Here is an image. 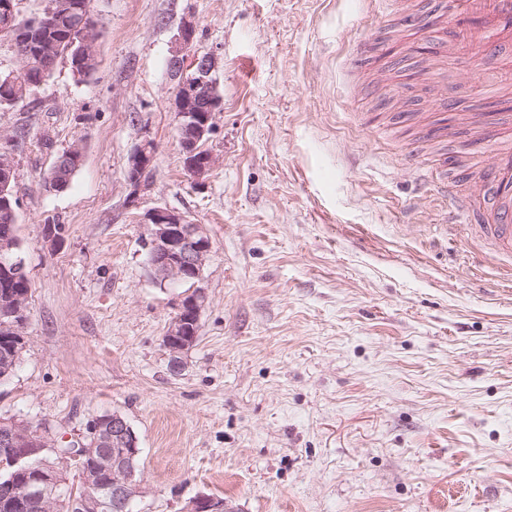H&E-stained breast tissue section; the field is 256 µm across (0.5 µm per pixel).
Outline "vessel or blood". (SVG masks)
<instances>
[{
	"mask_svg": "<svg viewBox=\"0 0 512 512\" xmlns=\"http://www.w3.org/2000/svg\"><path fill=\"white\" fill-rule=\"evenodd\" d=\"M446 24V36L438 44L436 56L446 61L449 54L468 55L482 50L495 68L512 77V0H448L446 13L437 15ZM483 186L492 191V202L482 215L478 234L484 242L483 256L495 260L512 256V149H500L486 173ZM437 193L448 201V224H455L471 207L470 198L461 196L453 180L437 175Z\"/></svg>",
	"mask_w": 512,
	"mask_h": 512,
	"instance_id": "obj_1",
	"label": "vessel or blood"
}]
</instances>
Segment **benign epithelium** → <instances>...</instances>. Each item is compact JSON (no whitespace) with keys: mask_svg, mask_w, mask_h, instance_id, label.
<instances>
[{"mask_svg":"<svg viewBox=\"0 0 512 512\" xmlns=\"http://www.w3.org/2000/svg\"><path fill=\"white\" fill-rule=\"evenodd\" d=\"M195 28L189 21L182 23L168 68L174 87V112L178 122L181 142L187 146L188 155L195 154L194 147L214 129L217 107L209 105L208 111L200 110L199 105L204 94L214 85L212 73L216 67L214 56L210 54L196 55L191 52ZM99 23L90 21L78 37L76 53L89 60L98 57L97 41ZM154 153L149 151L148 143L137 145L128 158V169L138 170L134 178L128 180L132 188L131 195H136L149 188L150 182L145 175L150 172ZM215 163L213 156L206 152L200 161L190 160L187 170L193 176H203ZM146 237L144 246L147 249L148 262L161 283L186 285L188 289L182 295L177 315L171 320L166 331L164 347L168 351L170 367L178 371L182 368L183 355L195 342L197 331L186 326L189 318L184 313L190 311L199 316L205 303V292L202 287L204 268L211 252V240L204 232L202 225L193 224L176 211L157 207L144 216ZM33 424L25 423V428L14 424L7 432L0 435V443L13 448L25 446L37 436L36 444L42 447L52 445L49 434L38 429L31 433ZM102 441L112 445V451H104L98 465L111 473V485L105 501H99L88 490L77 491V486H64L57 479L38 480L29 485L28 491L22 495L24 501H34L42 506L56 499L60 489L70 495L71 502L77 512H98L105 507L113 512H126L132 500L140 494V475L133 468V461L139 455L137 437L121 414L112 413L111 425L103 434ZM188 512H232V508L224 498L214 495H200L188 505Z\"/></svg>","mask_w":512,"mask_h":512,"instance_id":"7a95c632","label":"benign epithelium"}]
</instances>
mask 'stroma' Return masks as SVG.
Segmentation results:
<instances>
[{
    "label": "stroma",
    "instance_id": "stroma-1",
    "mask_svg": "<svg viewBox=\"0 0 512 512\" xmlns=\"http://www.w3.org/2000/svg\"><path fill=\"white\" fill-rule=\"evenodd\" d=\"M100 65L58 64L0 107L31 283L26 346L0 417L55 446L106 413L140 448L134 512L200 494L237 512H512V262L473 260L419 170L490 168L474 114L499 87L480 57L431 81L440 0H92ZM221 96L184 168L168 71L183 21ZM453 111L436 107L441 89ZM154 144L131 197L128 157ZM84 158L61 191L52 162ZM476 205L484 207V195ZM177 211L212 242L198 339L172 372L163 337L183 287L156 282L144 214ZM61 225L58 240L45 236Z\"/></svg>",
    "mask_w": 512,
    "mask_h": 512
}]
</instances>
